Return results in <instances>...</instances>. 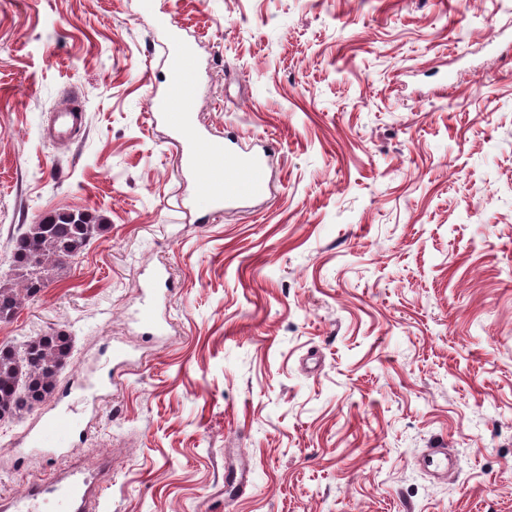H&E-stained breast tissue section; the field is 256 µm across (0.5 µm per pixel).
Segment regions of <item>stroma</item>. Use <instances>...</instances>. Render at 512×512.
Wrapping results in <instances>:
<instances>
[{
    "label": "stroma",
    "instance_id": "1",
    "mask_svg": "<svg viewBox=\"0 0 512 512\" xmlns=\"http://www.w3.org/2000/svg\"><path fill=\"white\" fill-rule=\"evenodd\" d=\"M171 21L212 134L271 190L216 213L149 120ZM77 103L79 134H46ZM110 230L0 325L110 378L62 458L0 421V496L110 457L107 512H512V9L500 0H0V276L19 225ZM170 324L129 321L152 267ZM137 350L112 363L108 344ZM455 460L425 468L435 437ZM247 487L228 490L239 467Z\"/></svg>",
    "mask_w": 512,
    "mask_h": 512
}]
</instances>
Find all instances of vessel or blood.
I'll list each match as a JSON object with an SVG mask.
<instances>
[{"mask_svg": "<svg viewBox=\"0 0 512 512\" xmlns=\"http://www.w3.org/2000/svg\"><path fill=\"white\" fill-rule=\"evenodd\" d=\"M150 23L167 30L174 46L170 56L172 85L159 100L153 118L171 132L182 175L191 178L199 191L210 196L220 212L264 197L274 145L243 150L233 137L221 140L209 137L197 125L184 94L185 89L197 88L200 78V66L192 46L181 39L177 30L170 28L166 18L155 16ZM80 122V114L72 110L56 113L49 136L58 142L70 141ZM164 277V271H155L147 281L148 288L155 291ZM165 303V295L155 291L151 302L138 311L136 321L149 334L165 333L168 325L162 310ZM76 429L75 418L61 412L52 416L44 427L30 430L25 445L62 448ZM111 483L112 462L101 459L30 481L23 493L0 498V512H99L101 497Z\"/></svg>", "mask_w": 512, "mask_h": 512, "instance_id": "b4317fda", "label": "vessel or blood"}]
</instances>
